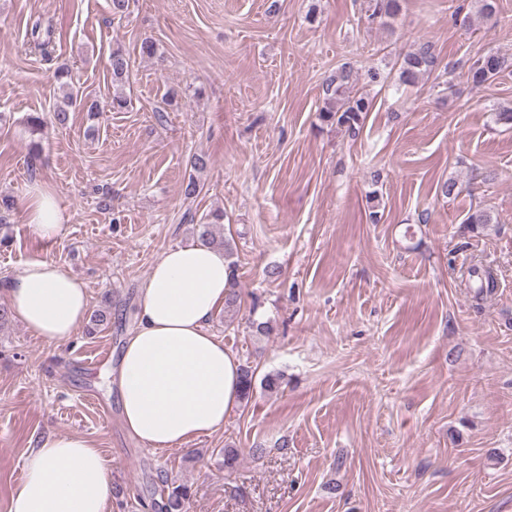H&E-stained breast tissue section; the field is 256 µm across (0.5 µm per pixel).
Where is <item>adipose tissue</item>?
<instances>
[{
  "mask_svg": "<svg viewBox=\"0 0 512 512\" xmlns=\"http://www.w3.org/2000/svg\"><path fill=\"white\" fill-rule=\"evenodd\" d=\"M21 210L47 241L69 219L39 187ZM232 278L223 251L201 243L168 249L152 265L114 377L123 426L144 446L176 448L211 434L238 403L240 363L210 330ZM0 294L28 332L50 345L70 340L90 306L84 282L47 259L28 262ZM110 493L104 455L84 437L50 433L27 456L8 512H106Z\"/></svg>",
  "mask_w": 512,
  "mask_h": 512,
  "instance_id": "adipose-tissue-1",
  "label": "adipose tissue"
}]
</instances>
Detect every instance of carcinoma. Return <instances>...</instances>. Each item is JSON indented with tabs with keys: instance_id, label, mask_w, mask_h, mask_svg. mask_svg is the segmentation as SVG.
I'll return each mask as SVG.
<instances>
[{
	"instance_id": "1",
	"label": "carcinoma",
	"mask_w": 512,
	"mask_h": 512,
	"mask_svg": "<svg viewBox=\"0 0 512 512\" xmlns=\"http://www.w3.org/2000/svg\"><path fill=\"white\" fill-rule=\"evenodd\" d=\"M401 8L400 0H369L371 19L386 20L394 17ZM54 28L52 21L41 18L35 19L28 33L29 48L42 54L49 53L53 42ZM437 65V56L434 47L429 42H424L412 52L406 53L400 62L398 81L404 85H415L420 78L434 70ZM504 65V59L496 54H488L477 58L468 68V76L476 86L484 85L500 73ZM112 84L122 87L129 80V63L125 55L116 50L111 58ZM357 76L349 64H344L331 74L325 83L324 105L320 109L319 118L322 122L345 129L354 134L359 131L361 124L372 108V100L368 95L355 90ZM80 105L92 114L101 111L96 101L85 102L79 97V92L70 91L66 94L64 104L55 109V120L63 125L68 119L69 108ZM190 173L185 187V194L189 197L198 195L201 191L200 183L194 173L207 167V160L203 156L193 155L189 159ZM464 223L471 230L483 228L492 223L491 213L486 209L470 211ZM198 240L205 245H215V237L211 225L201 224L198 229ZM224 247L226 257H231L233 252L227 241L219 242ZM469 276L478 277L476 297L481 298L492 293L496 287V281L488 270L481 271L476 267L469 269ZM255 384V370L249 365L241 368L240 400L249 401L253 395ZM190 498V488L185 484L174 482L163 490V499L157 504V512H185L186 502Z\"/></svg>"
}]
</instances>
